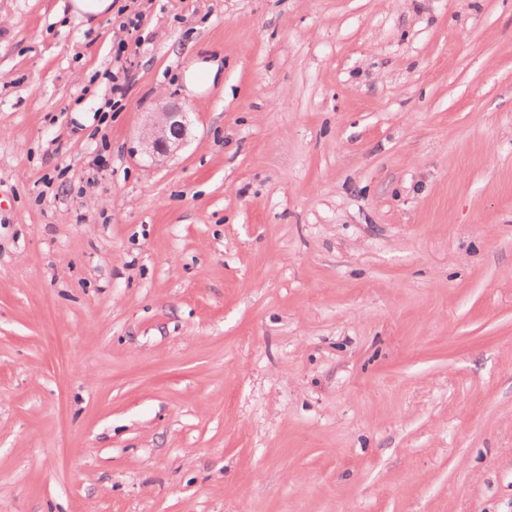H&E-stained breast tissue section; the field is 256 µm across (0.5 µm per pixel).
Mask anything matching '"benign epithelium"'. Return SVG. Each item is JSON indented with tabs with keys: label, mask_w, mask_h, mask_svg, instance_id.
Segmentation results:
<instances>
[{
	"label": "benign epithelium",
	"mask_w": 512,
	"mask_h": 512,
	"mask_svg": "<svg viewBox=\"0 0 512 512\" xmlns=\"http://www.w3.org/2000/svg\"><path fill=\"white\" fill-rule=\"evenodd\" d=\"M187 138L185 113L175 103L162 98L143 128L141 154L157 162L179 151Z\"/></svg>",
	"instance_id": "benign-epithelium-1"
}]
</instances>
